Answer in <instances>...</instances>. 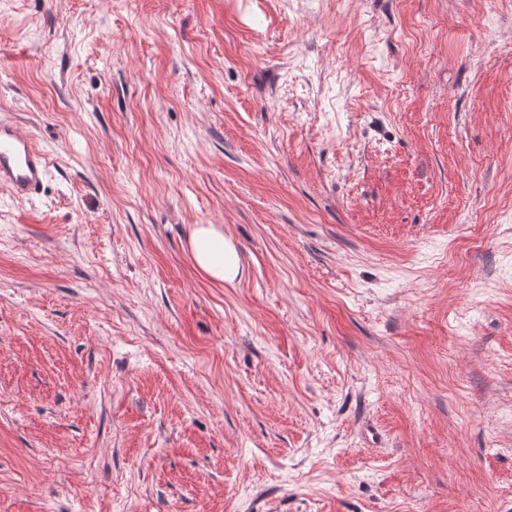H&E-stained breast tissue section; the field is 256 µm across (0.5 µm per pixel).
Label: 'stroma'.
<instances>
[{
    "mask_svg": "<svg viewBox=\"0 0 512 512\" xmlns=\"http://www.w3.org/2000/svg\"><path fill=\"white\" fill-rule=\"evenodd\" d=\"M510 43L512 0H0L49 160L0 189V512H512ZM190 248L196 265L211 279L219 282L236 279L239 257L225 238L223 228L215 224H199L192 234Z\"/></svg>",
    "mask_w": 512,
    "mask_h": 512,
    "instance_id": "35a3bbf8",
    "label": "stroma"
}]
</instances>
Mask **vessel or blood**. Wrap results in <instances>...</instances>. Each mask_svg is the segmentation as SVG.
<instances>
[{
	"label": "vessel or blood",
	"instance_id": "1",
	"mask_svg": "<svg viewBox=\"0 0 512 512\" xmlns=\"http://www.w3.org/2000/svg\"><path fill=\"white\" fill-rule=\"evenodd\" d=\"M48 164L45 155L9 122L0 121V187L19 200L38 195Z\"/></svg>",
	"mask_w": 512,
	"mask_h": 512
}]
</instances>
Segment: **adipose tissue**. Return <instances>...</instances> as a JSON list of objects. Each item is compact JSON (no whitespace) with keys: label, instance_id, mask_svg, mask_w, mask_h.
I'll return each mask as SVG.
<instances>
[{"label":"adipose tissue","instance_id":"1","mask_svg":"<svg viewBox=\"0 0 512 512\" xmlns=\"http://www.w3.org/2000/svg\"><path fill=\"white\" fill-rule=\"evenodd\" d=\"M190 248L196 265L211 279L234 281L240 263L233 245L225 238L224 230L214 224H201L194 230Z\"/></svg>","mask_w":512,"mask_h":512}]
</instances>
